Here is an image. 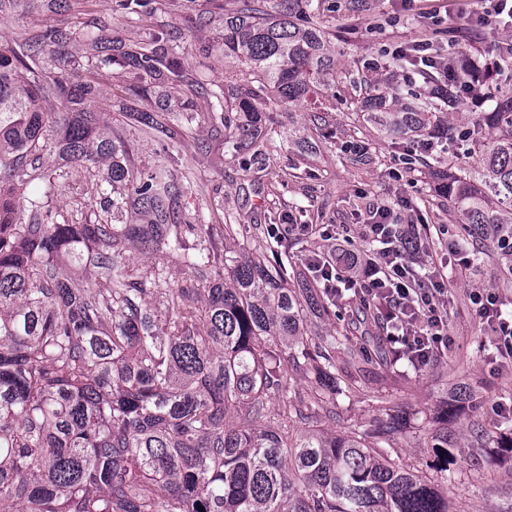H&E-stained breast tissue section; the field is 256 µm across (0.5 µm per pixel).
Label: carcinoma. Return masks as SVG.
Returning a JSON list of instances; mask_svg holds the SVG:
<instances>
[{
  "label": "carcinoma",
  "instance_id": "cac0c4a2",
  "mask_svg": "<svg viewBox=\"0 0 512 512\" xmlns=\"http://www.w3.org/2000/svg\"><path fill=\"white\" fill-rule=\"evenodd\" d=\"M245 4L224 18V56L250 87L209 90L210 119L235 152L261 147L266 105L282 109L320 86L341 83L326 33L299 23L302 3ZM69 33L49 28L0 52V512H451L435 482L392 460L388 423L325 433L308 427L300 402L277 411L292 366L314 399L336 410V353L355 365L370 355L351 324L320 332L327 299L263 251L231 255L234 225L192 224L174 207L180 183L167 150L135 166L129 141L100 124L92 83L46 77L45 47L63 54ZM90 51L119 71L177 82L181 56L155 44L126 49L92 40ZM481 74L489 112H473L463 136L477 166L448 161V200L461 233L512 276V56ZM473 76L461 61L433 67L428 85ZM359 122L397 144L454 138L444 100L418 102L408 84L366 77ZM125 125L162 141L187 135L196 115L138 107L126 88ZM60 111L47 112L48 98ZM58 162L49 166L46 153ZM107 165L106 186L65 215L55 195L85 171ZM166 256L193 284L161 282L133 266L130 249ZM93 272V279L83 272ZM452 420L444 419L436 470L445 473Z\"/></svg>",
  "mask_w": 512,
  "mask_h": 512
}]
</instances>
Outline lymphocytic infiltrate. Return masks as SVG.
Listing matches in <instances>:
<instances>
[{
  "label": "lymphocytic infiltrate",
  "mask_w": 512,
  "mask_h": 512,
  "mask_svg": "<svg viewBox=\"0 0 512 512\" xmlns=\"http://www.w3.org/2000/svg\"><path fill=\"white\" fill-rule=\"evenodd\" d=\"M363 237L377 242L373 252L309 255L305 265L326 295L342 297L354 291L383 313L386 340L414 358L431 361L447 349L448 274L421 246L411 245V235L386 208H375ZM470 301L480 319L493 322L495 347L502 358L512 359V319L502 318L497 293L477 291Z\"/></svg>",
  "instance_id": "lymphocytic-infiltrate-1"
}]
</instances>
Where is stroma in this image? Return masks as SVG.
Wrapping results in <instances>:
<instances>
[{"instance_id": "stroma-1", "label": "stroma", "mask_w": 512, "mask_h": 512, "mask_svg": "<svg viewBox=\"0 0 512 512\" xmlns=\"http://www.w3.org/2000/svg\"><path fill=\"white\" fill-rule=\"evenodd\" d=\"M243 5L244 0H150L129 17L116 11L114 0H63L59 6L31 0L0 10V49L62 27L71 33L64 49L68 69L96 86L101 121L123 123L124 89L131 84L144 89L141 109L161 104L175 114L199 113L193 135L169 145L176 171H191L196 179L179 205L200 223L239 225L232 250H279L297 262L326 251L331 236L349 237L351 249L362 250L368 208L387 205L396 208L399 223L428 225L427 251L447 257L459 226L432 174L447 169L449 157L466 165L477 164V157L467 155L462 142L447 152L424 154L416 143L398 146L358 128V93L349 82L337 85L336 107L326 113L321 129H314L309 106L280 109L273 113L274 133L261 155L225 149L223 136L201 118L208 100L195 85H223L231 71L224 59V17ZM477 6V0H415L402 12L394 0H321L309 20L328 33L339 67L358 78L367 74L369 60L386 64L388 49L399 43L427 41L438 57L460 55L474 36L462 16ZM95 37L128 47L149 41L169 49L185 46L184 77L167 83L101 65L88 53ZM355 143L367 156L358 165L351 162ZM287 221L315 224L319 231L312 237L271 235V227ZM484 288L512 303V286L502 284L495 266L453 268L448 350L419 370L386 360L359 362L355 382L336 396L339 419H317L318 429L341 434L397 415L390 451L397 462L424 471L433 461L443 416L455 408L460 421L448 487L453 512H512V363L498 356L490 328L470 303V294ZM475 422L494 434L486 447L469 445Z\"/></svg>"}]
</instances>
